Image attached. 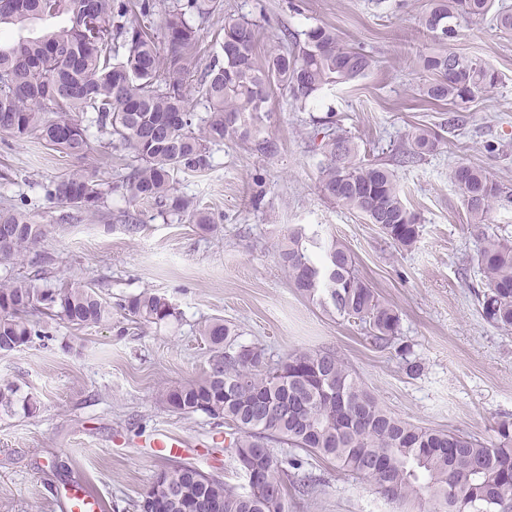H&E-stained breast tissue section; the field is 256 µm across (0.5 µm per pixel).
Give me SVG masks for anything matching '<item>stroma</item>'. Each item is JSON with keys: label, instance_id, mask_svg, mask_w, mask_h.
Returning a JSON list of instances; mask_svg holds the SVG:
<instances>
[{"label": "stroma", "instance_id": "stroma-1", "mask_svg": "<svg viewBox=\"0 0 512 512\" xmlns=\"http://www.w3.org/2000/svg\"><path fill=\"white\" fill-rule=\"evenodd\" d=\"M428 6L429 0H223L225 14L256 25L259 48L282 30L299 34L321 24L376 64L356 81L325 87L302 111L272 90L258 128L275 140L274 154L227 140L212 147L209 170L177 174V189L214 215V233L146 205L134 206L139 228L129 232L119 215L126 206L125 156L102 148L78 159L35 135L20 143L0 138V207L22 208L47 230L36 255L0 263V279L39 276L52 288L74 280L114 305L108 322L78 329L52 321L47 340L0 355V383L16 384L20 396L37 403L30 415L0 413V512H66L64 492L76 484L99 498L101 512H137L166 465L148 447L152 434L173 432L193 446L217 431L206 414L181 415L160 401L166 388L208 371L212 353L200 329L216 318L235 326L242 343L263 348L271 367L298 349L336 351L382 406L414 425L486 440L496 422L512 421V329L490 325L479 312L477 232L448 178L460 163L486 170L505 189L489 222L512 236V35L486 19L448 41L449 50L487 62L499 80L464 106L458 129L436 151L397 165L414 127L437 129L448 118L447 104L428 102L421 92L418 61L436 46L420 23ZM325 121L351 137L361 159L392 168L419 218L415 247L399 249L378 225L323 195ZM76 168L95 171L111 186L97 217L67 218L66 208L45 194L49 179ZM298 224L341 241L398 309V336L423 363L420 377H407L395 348L372 346L362 324L324 311L293 288L277 243ZM146 289L167 298L176 318L145 326L125 315L120 302ZM185 460L246 485L224 445L202 454L192 449ZM308 471L316 489L304 499L287 496L288 512H418L330 461L310 457Z\"/></svg>", "mask_w": 512, "mask_h": 512}]
</instances>
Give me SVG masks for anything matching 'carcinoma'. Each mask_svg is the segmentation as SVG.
<instances>
[{"mask_svg":"<svg viewBox=\"0 0 512 512\" xmlns=\"http://www.w3.org/2000/svg\"><path fill=\"white\" fill-rule=\"evenodd\" d=\"M494 0H431L421 25L442 42L486 16ZM220 0H183L172 7L157 0H0V26L24 30L38 20L68 16V22L39 36H18L0 45V136L15 142L39 136L49 146L85 159L96 144L85 125L94 116L107 145L131 164L122 179L126 203L147 204L164 216L185 217L200 229L215 227L210 213L178 193L174 175L211 166L210 145L236 137L271 154L273 140L256 138V120L269 90L285 91L302 109L316 93L364 76L376 60L344 44L335 29L316 25L290 41L284 32L262 58L255 53L254 24L232 16L221 20L219 49L197 80L205 112L188 106V59L198 27L190 18L218 15ZM161 14L167 52L152 34ZM427 74L421 92L435 102L466 104L491 88L498 74L482 59L444 49L420 58ZM327 162L321 191L363 214L401 249L419 237L417 216L404 201L395 176L383 163L357 158L355 145L333 130L324 133ZM413 150L403 162L438 149L442 136L429 127L411 133ZM449 178L459 189L479 247L475 261L484 290L477 294L489 323L512 328V237L488 224L502 188L484 170L458 164ZM47 196L88 217L104 203L105 182L84 168L72 169L46 186ZM0 260L35 249L44 229L22 209H0ZM279 257L298 293L330 302L336 315L366 325L372 343L387 348L397 339L398 310L382 301L337 240L323 241L303 227L288 230ZM141 324L175 317L165 297L145 289L119 304ZM39 312L86 328L108 321L112 304L93 288L70 283L41 288L16 277L0 283V354L46 336L27 316ZM201 335L214 352L210 370L167 388L161 401L170 411L204 413L233 427L237 472L248 490L174 460L160 470L140 500L139 512H285L288 491L308 497L315 480L300 474L302 459L279 454L273 445L299 449L374 483L387 499L403 504L428 501L433 512H506L512 500V421L503 420L488 440L454 431L415 426L389 412L351 373L333 350H295L274 369L264 366V349L236 343L221 319ZM17 388L0 384V411L16 404Z\"/></svg>","mask_w":512,"mask_h":512,"instance_id":"cac0c4a2","label":"carcinoma"}]
</instances>
